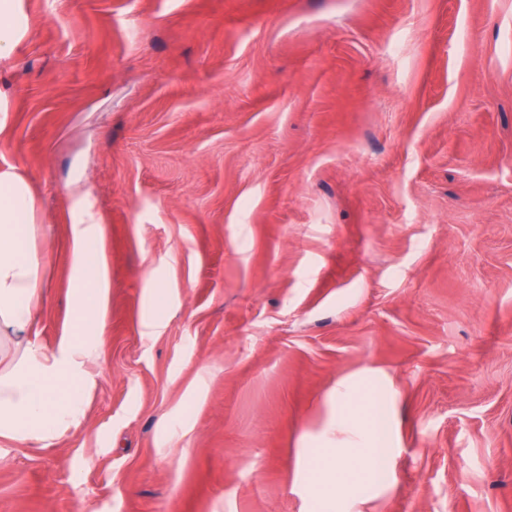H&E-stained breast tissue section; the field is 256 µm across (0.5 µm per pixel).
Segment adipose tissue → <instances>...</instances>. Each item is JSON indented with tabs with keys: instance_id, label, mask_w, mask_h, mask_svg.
<instances>
[{
	"instance_id": "adipose-tissue-1",
	"label": "adipose tissue",
	"mask_w": 512,
	"mask_h": 512,
	"mask_svg": "<svg viewBox=\"0 0 512 512\" xmlns=\"http://www.w3.org/2000/svg\"><path fill=\"white\" fill-rule=\"evenodd\" d=\"M26 34L25 0H0V62L16 55ZM36 222L37 202L28 181L1 169L0 354L11 353L12 359L0 367V438L47 448L83 424L95 386L87 364L104 338L109 277L94 249L99 224L73 225L67 252L73 323L54 348L38 345L47 260L31 245ZM383 445V438L374 435L369 447L352 459H323L322 480L344 486L375 471L378 463L394 468L396 456Z\"/></svg>"
}]
</instances>
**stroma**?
<instances>
[{
	"instance_id": "stroma-1",
	"label": "stroma",
	"mask_w": 512,
	"mask_h": 512,
	"mask_svg": "<svg viewBox=\"0 0 512 512\" xmlns=\"http://www.w3.org/2000/svg\"><path fill=\"white\" fill-rule=\"evenodd\" d=\"M25 12L0 169L37 201L39 343L74 199L110 288L83 426L0 439V512H512V0ZM381 406L394 473L318 487Z\"/></svg>"
}]
</instances>
